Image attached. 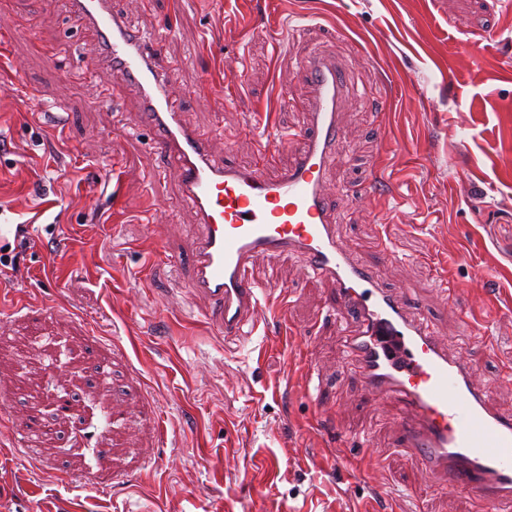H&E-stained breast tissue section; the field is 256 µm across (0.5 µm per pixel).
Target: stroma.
<instances>
[{"label": "stroma", "mask_w": 512, "mask_h": 512, "mask_svg": "<svg viewBox=\"0 0 512 512\" xmlns=\"http://www.w3.org/2000/svg\"><path fill=\"white\" fill-rule=\"evenodd\" d=\"M112 7L137 30L168 31L162 64L190 88L184 116L214 150L271 175L295 149L259 154L255 109L300 125L309 86L297 57L324 47L348 61L364 92L342 115L351 158L329 175L352 188L340 233L450 347L469 339L489 402L512 411V0ZM258 10L270 31L250 27ZM292 19L304 26L295 38ZM0 26L14 67L0 90V224L39 227L1 237L0 257L55 275L22 291L35 312L0 307V512H479L469 491L442 487L403 452L397 407L342 371L330 288L300 258L255 263L256 279L286 288L265 334L203 326L206 304L186 288L194 216L137 125V96L87 74L96 43L58 0H0ZM227 68L238 79L222 89ZM151 219L170 227L159 257L137 248ZM385 239L398 261H386ZM485 275L491 296L476 310L466 292ZM32 384L75 403L68 417L42 411L50 433L34 451L15 438ZM370 463L386 499L345 481L346 467Z\"/></svg>", "instance_id": "35a3bbf8"}]
</instances>
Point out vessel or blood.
Segmentation results:
<instances>
[{
	"label": "vessel or blood",
	"mask_w": 512,
	"mask_h": 512,
	"mask_svg": "<svg viewBox=\"0 0 512 512\" xmlns=\"http://www.w3.org/2000/svg\"><path fill=\"white\" fill-rule=\"evenodd\" d=\"M66 2L73 22L97 39L99 69L138 92L140 124L153 131L155 151L175 164L199 227L188 287L206 304V327L224 336L257 331L284 292L276 282L258 283L253 263L301 257L311 278L331 286L346 319L344 367L358 374L365 394L400 405L401 447L448 489L472 492L484 512L512 504V411L489 404L466 350L449 352L405 295L386 287L336 232L339 195L329 190L326 171L339 159L346 65L319 50L300 60L311 86L303 128L282 135L271 108L257 112L261 152L274 154L286 141L299 147L295 162L270 177L225 162L207 134L186 123V90L158 66L167 32L130 27L112 0Z\"/></svg>",
	"instance_id": "1"
}]
</instances>
